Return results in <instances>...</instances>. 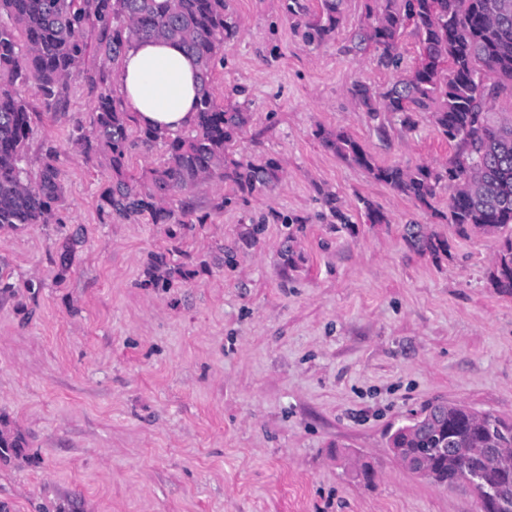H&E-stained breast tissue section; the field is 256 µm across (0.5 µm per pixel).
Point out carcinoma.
Wrapping results in <instances>:
<instances>
[{"mask_svg": "<svg viewBox=\"0 0 512 512\" xmlns=\"http://www.w3.org/2000/svg\"><path fill=\"white\" fill-rule=\"evenodd\" d=\"M342 0H321L320 14L304 23L309 43L336 34ZM367 21L355 47L371 50L379 66L399 71L404 61L401 38L412 29L419 45L417 61L385 92L355 83L354 100L376 120L382 112L403 115L430 112L439 133L457 149L440 167L382 166L347 130L319 133L322 147L358 166L397 193L424 205L448 188V215L461 236L470 231L505 232L503 247L490 272L495 288L512 294V126L496 127L483 116L482 79L493 87L512 86V0H367ZM94 22L107 33L99 51L104 63L118 64L137 42L155 39L179 45L197 68L196 122L170 135L140 128L138 142L162 146L165 160L144 181L128 175L134 116L125 101L104 88L93 107L89 127L76 122L72 140L84 153L101 154L112 172L102 208L131 218L147 216L154 224L186 229L192 219L187 194L200 182L216 179L234 191L252 194L281 179L274 157L234 159L227 152L250 121L238 104L217 101L213 72L224 45L236 35L230 0H0V228L58 224L66 186L58 152L46 146L36 176L28 169L27 147L33 113L25 93L40 95L48 110H61L63 86L82 76L86 53L82 31ZM405 239L435 251L442 241L410 224ZM184 275L163 252L151 256L144 286L167 288ZM428 423L405 424L390 435L401 455H427L422 477L450 490H463L474 477L483 490L480 512H494L499 493L512 491V455L476 454V448H512V421L462 404L439 402Z\"/></svg>", "mask_w": 512, "mask_h": 512, "instance_id": "carcinoma-1", "label": "carcinoma"}]
</instances>
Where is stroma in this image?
<instances>
[{"instance_id":"obj_1","label":"stroma","mask_w":512,"mask_h":512,"mask_svg":"<svg viewBox=\"0 0 512 512\" xmlns=\"http://www.w3.org/2000/svg\"><path fill=\"white\" fill-rule=\"evenodd\" d=\"M231 6L238 33L214 87L251 114L232 152L276 157L283 176L245 197L199 185L190 201L208 220L179 239L103 210L106 161L72 143L101 86H119L99 26L83 32L85 76L64 88L65 111L29 98L30 166L57 147L67 201L61 223L0 229V512H478L470 493L408 470L388 431L434 401L512 419V296L489 277L503 236H458L447 191L422 206L321 146L318 131L343 128L381 165L454 152L429 113L411 128L385 114L382 136L351 96L398 77L350 49L365 0H344L321 45L282 0ZM322 190L349 224L322 209ZM366 199L385 223L368 222ZM261 220L259 242L226 265L221 245ZM408 224L446 250L411 247ZM173 247L188 278L145 286L151 254Z\"/></svg>"}]
</instances>
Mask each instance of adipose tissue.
Returning <instances> with one entry per match:
<instances>
[{"instance_id": "obj_1", "label": "adipose tissue", "mask_w": 512, "mask_h": 512, "mask_svg": "<svg viewBox=\"0 0 512 512\" xmlns=\"http://www.w3.org/2000/svg\"><path fill=\"white\" fill-rule=\"evenodd\" d=\"M196 70L174 44L140 43L121 61L119 92L141 126L177 132L196 119Z\"/></svg>"}]
</instances>
